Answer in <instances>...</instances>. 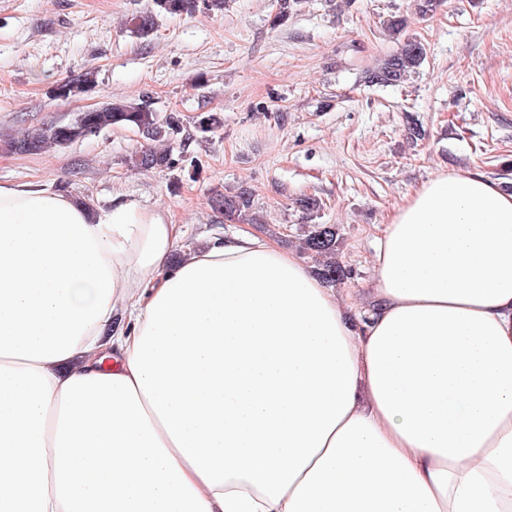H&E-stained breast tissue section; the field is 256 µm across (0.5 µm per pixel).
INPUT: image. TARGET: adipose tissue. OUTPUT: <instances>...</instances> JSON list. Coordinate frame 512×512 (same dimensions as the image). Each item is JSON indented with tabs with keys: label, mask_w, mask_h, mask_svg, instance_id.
Masks as SVG:
<instances>
[{
	"label": "adipose tissue",
	"mask_w": 512,
	"mask_h": 512,
	"mask_svg": "<svg viewBox=\"0 0 512 512\" xmlns=\"http://www.w3.org/2000/svg\"><path fill=\"white\" fill-rule=\"evenodd\" d=\"M0 183V512H512V193L442 173L372 312L292 252Z\"/></svg>",
	"instance_id": "1"
}]
</instances>
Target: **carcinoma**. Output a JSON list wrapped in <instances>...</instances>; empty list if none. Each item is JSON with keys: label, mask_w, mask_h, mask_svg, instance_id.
I'll return each mask as SVG.
<instances>
[{"label": "carcinoma", "mask_w": 512, "mask_h": 512, "mask_svg": "<svg viewBox=\"0 0 512 512\" xmlns=\"http://www.w3.org/2000/svg\"><path fill=\"white\" fill-rule=\"evenodd\" d=\"M226 0H153L151 9L132 17V30L141 37L153 33L155 16L192 17L200 11L215 12L224 9ZM443 0H414L415 14L421 18L434 15ZM426 56L424 45L415 38H406L396 53L379 61L369 72V82L379 85L402 83L422 65ZM93 74L86 72L58 84L54 93L58 98H74L88 92ZM114 127H130L143 138L162 142L164 147H147L130 155L127 163L136 169H169L174 165L171 141L180 134L182 121L171 113L164 117L144 103L108 102L90 112H82L71 123L35 128L10 142L18 154H40L84 138L94 132ZM215 210L230 220L259 224L253 212L252 194L241 189L232 195L218 194L212 199ZM339 234L334 224H314L305 231L302 249L319 257L317 275L330 287L349 279L351 270L338 259Z\"/></svg>", "instance_id": "1"}]
</instances>
